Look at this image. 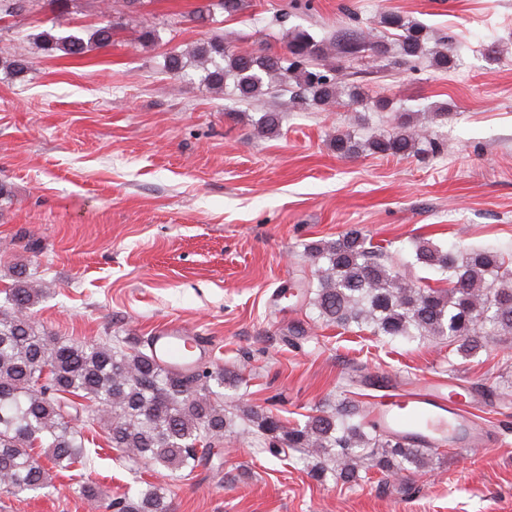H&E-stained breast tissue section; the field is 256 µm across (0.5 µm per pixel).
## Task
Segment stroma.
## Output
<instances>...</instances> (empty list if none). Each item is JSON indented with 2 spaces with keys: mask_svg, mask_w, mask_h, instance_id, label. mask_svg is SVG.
<instances>
[{
  "mask_svg": "<svg viewBox=\"0 0 512 512\" xmlns=\"http://www.w3.org/2000/svg\"><path fill=\"white\" fill-rule=\"evenodd\" d=\"M203 2L112 0L107 11L102 0H67L60 16L40 0L0 18V58L29 61L21 80L0 69V316L22 274L48 285L32 317L50 336L134 348L161 326H183L208 344V364L240 371L225 404L260 406L291 426L356 398L360 376L410 385L441 373L484 393L474 415L493 440L345 484L311 478L293 449L258 453L235 433L176 473L129 462L98 435L82 481L60 471L53 491H0V512H88L79 483L115 497L144 479L167 489L172 512H512V343L487 342L465 359L443 344L321 326L288 294L312 274L306 245L352 227L393 253L417 236L512 253V0H246L221 23L255 50L279 49L285 27L320 38L388 13L423 24L453 55L451 69L368 63L357 79L447 144L424 159L337 156L330 140L351 112L391 128L367 105L288 109L271 94L248 106L197 73L166 74V53L211 36L188 19ZM106 12L120 31L83 58L33 42L55 23L92 32ZM146 22L159 42L131 41ZM437 106L447 118H433ZM267 110L282 113L278 136L257 132Z\"/></svg>",
  "mask_w": 512,
  "mask_h": 512,
  "instance_id": "stroma-1",
  "label": "stroma"
}]
</instances>
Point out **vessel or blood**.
I'll return each mask as SVG.
<instances>
[{
    "mask_svg": "<svg viewBox=\"0 0 512 512\" xmlns=\"http://www.w3.org/2000/svg\"><path fill=\"white\" fill-rule=\"evenodd\" d=\"M151 341L163 363L187 371L195 368V356L204 348L201 337L177 326L160 328ZM455 388L451 378L440 375L413 388L389 383L384 394L374 397L369 419L385 432L426 447L486 446L490 437L474 417L482 393L471 387L466 397L458 398Z\"/></svg>",
    "mask_w": 512,
    "mask_h": 512,
    "instance_id": "1",
    "label": "vessel or blood"
}]
</instances>
